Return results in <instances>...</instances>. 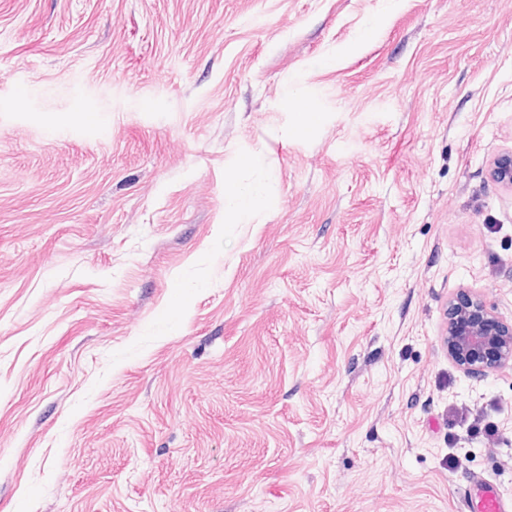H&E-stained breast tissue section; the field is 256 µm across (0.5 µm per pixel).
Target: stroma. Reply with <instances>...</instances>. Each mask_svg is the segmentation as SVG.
Returning a JSON list of instances; mask_svg holds the SVG:
<instances>
[{"mask_svg":"<svg viewBox=\"0 0 512 512\" xmlns=\"http://www.w3.org/2000/svg\"><path fill=\"white\" fill-rule=\"evenodd\" d=\"M510 152L512 0H0V512L512 498ZM493 182L512 189V153L498 157L490 170ZM225 198L233 213L244 212L255 207L259 199L252 191L240 188H231L226 192ZM448 354L468 372L487 373L510 365L512 326L476 296L448 305Z\"/></svg>","mask_w":512,"mask_h":512,"instance_id":"obj_1","label":"stroma"}]
</instances>
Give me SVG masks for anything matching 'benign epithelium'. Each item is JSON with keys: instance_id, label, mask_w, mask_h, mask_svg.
<instances>
[{"instance_id": "1", "label": "benign epithelium", "mask_w": 512, "mask_h": 512, "mask_svg": "<svg viewBox=\"0 0 512 512\" xmlns=\"http://www.w3.org/2000/svg\"><path fill=\"white\" fill-rule=\"evenodd\" d=\"M493 182L512 189V153L498 157ZM448 354L465 370L487 373L512 363V326L476 296L448 305Z\"/></svg>"}]
</instances>
